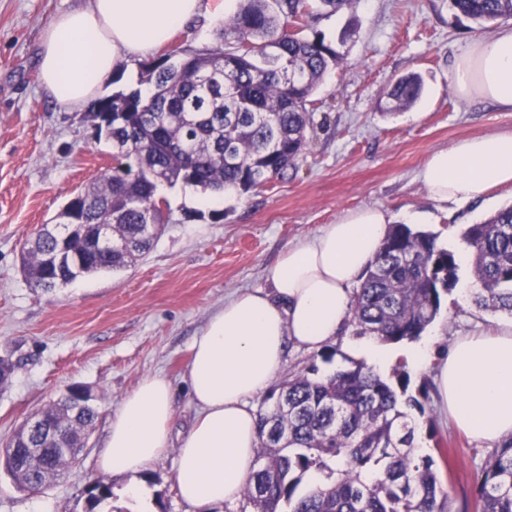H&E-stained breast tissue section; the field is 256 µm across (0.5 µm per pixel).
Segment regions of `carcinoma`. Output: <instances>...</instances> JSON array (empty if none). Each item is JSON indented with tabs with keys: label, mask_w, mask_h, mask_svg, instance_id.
I'll list each match as a JSON object with an SVG mask.
<instances>
[{
	"label": "carcinoma",
	"mask_w": 512,
	"mask_h": 512,
	"mask_svg": "<svg viewBox=\"0 0 512 512\" xmlns=\"http://www.w3.org/2000/svg\"><path fill=\"white\" fill-rule=\"evenodd\" d=\"M484 28L512 17V0H451ZM358 0H241L224 20L220 42L196 51L178 47L144 66L139 86L93 101L96 138L112 141L116 166L70 197L56 217L89 225L69 244L79 261L48 264L59 249L49 225L22 247L24 271L51 290L79 277L128 266L147 252L165 224L157 190L182 184L204 191L247 192L283 177L307 146L312 95L341 55L318 33H307L314 11H351ZM233 63L225 72L224 63ZM416 73L387 91L381 111L415 103ZM96 224L112 225L99 241ZM475 304L512 317V206L466 227ZM453 252L436 236L392 224L353 301L356 334L382 342L418 338L441 311L456 279ZM294 374L279 382L258 415V466L241 494L255 512H451L436 461L415 444L416 423L404 406L409 376L386 378L363 364L322 378ZM62 397L47 408L61 441L36 460L0 462L18 488L36 491L45 475L58 477L77 458L62 449L79 428L90 429L96 407L62 422ZM479 512H512V439L489 456L478 484ZM95 508L112 495L86 490Z\"/></svg>",
	"instance_id": "obj_1"
}]
</instances>
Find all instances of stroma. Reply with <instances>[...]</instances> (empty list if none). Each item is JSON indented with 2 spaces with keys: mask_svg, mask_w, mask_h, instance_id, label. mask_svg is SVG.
Returning <instances> with one entry per match:
<instances>
[{
  "mask_svg": "<svg viewBox=\"0 0 512 512\" xmlns=\"http://www.w3.org/2000/svg\"><path fill=\"white\" fill-rule=\"evenodd\" d=\"M86 0H0V358L13 364L0 384V444L32 411L73 384L86 386L100 416L76 465L39 491L21 492L0 469V512H87L85 487L112 490L96 512H187L175 472L176 448L151 463L141 503L122 493L129 476L99 469L98 451L125 396L147 377L173 388L174 434L197 415L186 370L190 346L209 316L235 293L267 287L266 273L288 246L335 223L345 212L378 206L391 214L432 213L430 233L456 254L468 252L467 225L512 204V188L486 202L442 209L418 174L435 151L480 134L511 133L512 112L481 99L461 101L451 82L455 57L484 36L449 0H360L356 10L313 23L343 57L324 78L309 144L284 177L246 193L214 194L161 186L167 222L150 251L125 270L84 276L46 291L26 280L22 243L74 193L112 167V147L97 140L85 111L58 106L42 91L36 55L45 25ZM223 16L204 15L171 39L202 49L216 44ZM419 74L421 99L386 114L378 104L401 76ZM512 317L477 308L457 290L444 294L429 363L408 365L409 395L425 414L417 444L437 460L453 512H477V482L490 453L449 421L436 396L439 362L455 337L500 327ZM364 337L345 323L324 361L321 352L289 347L279 377L317 368L326 375L365 362Z\"/></svg>",
  "mask_w": 512,
  "mask_h": 512,
  "instance_id": "35a3bbf8",
  "label": "stroma"
}]
</instances>
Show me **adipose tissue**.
Returning <instances> with one entry per match:
<instances>
[{
    "label": "adipose tissue",
    "instance_id": "adipose-tissue-1",
    "mask_svg": "<svg viewBox=\"0 0 512 512\" xmlns=\"http://www.w3.org/2000/svg\"><path fill=\"white\" fill-rule=\"evenodd\" d=\"M206 9L204 0H88L57 14L37 54L50 100L77 110L95 98L122 62L166 44ZM462 100L512 112V27L474 40L456 59ZM429 198L459 207L512 186V133L476 135L432 154L419 173ZM365 206L288 248L267 272L268 288L237 293L192 342L187 367L197 416L178 445L175 482L193 512L235 501L255 468L257 412L252 400L280 369L289 345L321 349L336 338L351 287L374 261L394 220ZM438 395L454 424L493 445L512 438V329H481L455 339L440 365ZM172 386L143 379L112 417L100 450L102 470L137 474L170 446Z\"/></svg>",
    "mask_w": 512,
    "mask_h": 512
}]
</instances>
